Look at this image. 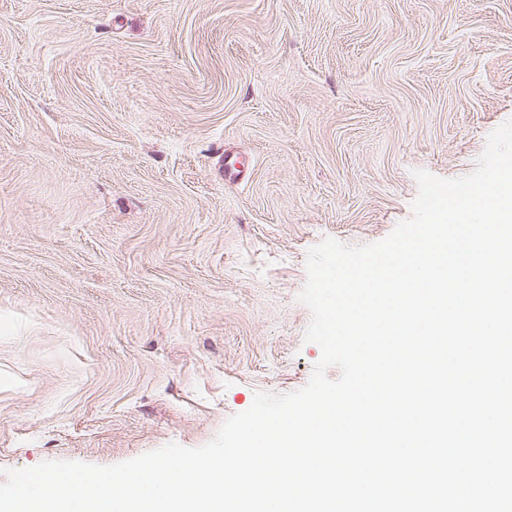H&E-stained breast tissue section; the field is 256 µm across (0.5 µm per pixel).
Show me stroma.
Returning a JSON list of instances; mask_svg holds the SVG:
<instances>
[{
    "label": "stroma",
    "instance_id": "1",
    "mask_svg": "<svg viewBox=\"0 0 512 512\" xmlns=\"http://www.w3.org/2000/svg\"><path fill=\"white\" fill-rule=\"evenodd\" d=\"M510 120L512 0H0V482L303 388L308 250Z\"/></svg>",
    "mask_w": 512,
    "mask_h": 512
}]
</instances>
